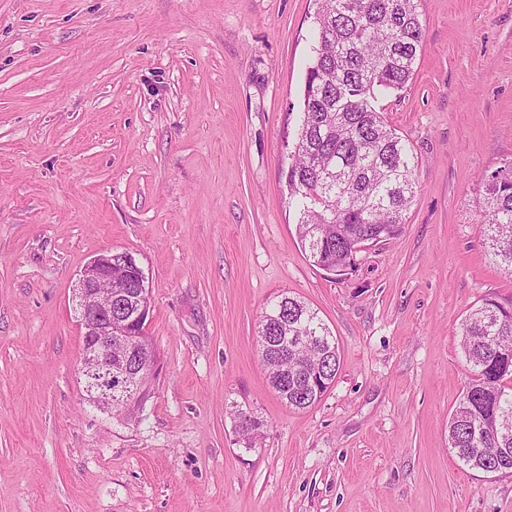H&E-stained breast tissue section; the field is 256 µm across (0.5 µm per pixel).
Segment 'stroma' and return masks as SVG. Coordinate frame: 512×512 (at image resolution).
<instances>
[{
  "mask_svg": "<svg viewBox=\"0 0 512 512\" xmlns=\"http://www.w3.org/2000/svg\"><path fill=\"white\" fill-rule=\"evenodd\" d=\"M315 0H0V512H512L448 417L471 307L512 306L482 180L512 165V0H422L413 80L376 104L418 157L402 232L354 271L310 261L281 174ZM147 276L155 373L90 400L72 290ZM289 293L340 367L314 406L269 385L257 326ZM263 426L244 445L230 415Z\"/></svg>",
  "mask_w": 512,
  "mask_h": 512,
  "instance_id": "obj_1",
  "label": "stroma"
}]
</instances>
